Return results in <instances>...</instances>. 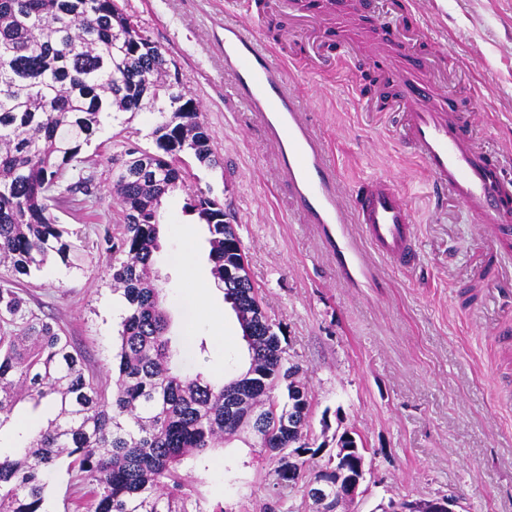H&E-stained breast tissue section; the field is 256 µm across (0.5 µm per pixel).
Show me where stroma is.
<instances>
[{
  "label": "stroma",
  "mask_w": 512,
  "mask_h": 512,
  "mask_svg": "<svg viewBox=\"0 0 512 512\" xmlns=\"http://www.w3.org/2000/svg\"><path fill=\"white\" fill-rule=\"evenodd\" d=\"M349 22L372 41L391 23L430 59L437 90L474 101L480 143L512 176V0H362ZM170 60L188 97L197 103L220 163L190 162L183 188L161 208L155 253L163 306L170 318L175 366L219 382L243 367L248 351L237 317L211 280L210 233L184 206L205 193L223 204L245 254L246 268L292 362L311 395L308 442L311 468L336 452V437L357 432L367 449L365 492L339 512H376L392 498L453 494L457 512H512V398L499 395V376L512 374V348L494 335L512 323V264L502 262L489 233L472 223L453 198L434 201L421 164L401 148L391 112L369 111L361 88L370 65L347 53L329 68L314 61L336 29L303 26L271 0H116ZM273 21L267 44L293 63L290 79L326 140L339 174L341 200L372 175H391L416 220L420 266L405 271L367 244L360 225L348 227L363 256L348 270L318 224H300L286 212L274 149L248 113L229 107L224 74V21ZM158 113L118 112L85 148V175L94 200L68 193L54 210L59 223L81 230L79 266L50 261L18 286L29 307L57 321L104 379L112 377L121 313L97 234L123 223L112 193V171L131 148L154 151ZM194 253L186 271L180 257ZM220 314L223 336L197 317L200 302ZM193 333L185 348L184 329ZM206 504L224 512H264L278 496L280 512H315L303 485L273 489L264 451L246 434L227 438L188 473Z\"/></svg>",
  "instance_id": "stroma-1"
}]
</instances>
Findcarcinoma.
I'll use <instances>...</instances> for the list:
<instances>
[{
    "label": "carcinoma",
    "instance_id": "obj_1",
    "mask_svg": "<svg viewBox=\"0 0 512 512\" xmlns=\"http://www.w3.org/2000/svg\"><path fill=\"white\" fill-rule=\"evenodd\" d=\"M146 99H166L173 111L152 132L156 151L130 150L118 168L124 223L98 240L112 254L113 291L127 304L108 385L16 285L51 259H80L82 235L57 223L55 192L95 195L82 152L102 131L103 113L138 112ZM186 155L219 164L168 59L115 0H0V256L12 264V278L0 280V430L22 401L55 409L0 450V512H48L49 476L64 459L84 484L73 512H224L203 505L183 466L245 428L279 463L275 476L306 478L310 400L300 368L262 308L224 207L203 193L185 211L208 226L211 273L237 314L250 364L220 384L172 366L169 320L151 272L162 200L184 184ZM67 171L75 182L63 188Z\"/></svg>",
    "mask_w": 512,
    "mask_h": 512
}]
</instances>
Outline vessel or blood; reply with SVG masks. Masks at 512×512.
Here are the masks:
<instances>
[{
  "label": "vessel or blood",
  "mask_w": 512,
  "mask_h": 512,
  "mask_svg": "<svg viewBox=\"0 0 512 512\" xmlns=\"http://www.w3.org/2000/svg\"><path fill=\"white\" fill-rule=\"evenodd\" d=\"M224 73L232 101L248 112L275 148V161L289 211L306 224L322 225L335 242L340 224L360 225L381 257L412 270L420 263L415 220L406 195L386 176L359 182L349 206L336 199V168L321 138L304 117L301 96L291 87L277 52L241 22H224ZM371 60L391 83L378 112L402 116L400 143L425 167L435 193L453 196L491 233L504 257L512 256V184L501 160L476 139L472 114L438 93L424 61L393 35L377 40Z\"/></svg>",
  "instance_id": "b4317fda"
}]
</instances>
